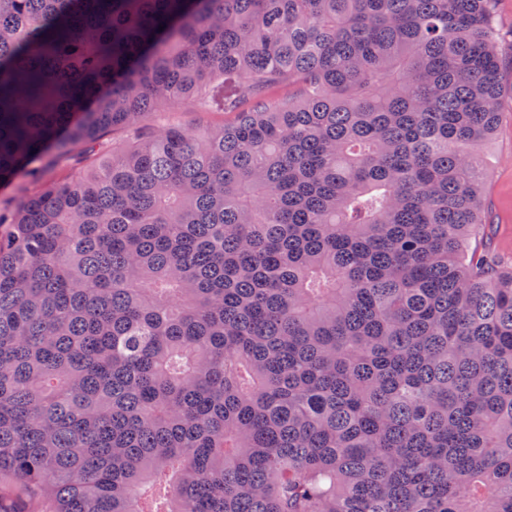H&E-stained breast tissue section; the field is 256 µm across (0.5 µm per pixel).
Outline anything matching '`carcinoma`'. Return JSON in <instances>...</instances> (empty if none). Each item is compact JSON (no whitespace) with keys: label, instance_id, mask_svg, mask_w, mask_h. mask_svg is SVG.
I'll return each instance as SVG.
<instances>
[{"label":"carcinoma","instance_id":"cac0c4a2","mask_svg":"<svg viewBox=\"0 0 512 512\" xmlns=\"http://www.w3.org/2000/svg\"><path fill=\"white\" fill-rule=\"evenodd\" d=\"M493 3L0 0V512H512ZM220 89H214L211 95V103L206 111L198 112L183 104L169 107L160 117L152 116L149 120V128L159 127L161 123L185 124L190 122H201L205 125H220L227 119L220 103ZM74 162L69 160L53 172H45L33 176L29 172L19 174L10 184L0 185V213L4 216L10 215L18 205L29 195L39 191L45 184L53 179L68 174Z\"/></svg>","mask_w":512,"mask_h":512}]
</instances>
